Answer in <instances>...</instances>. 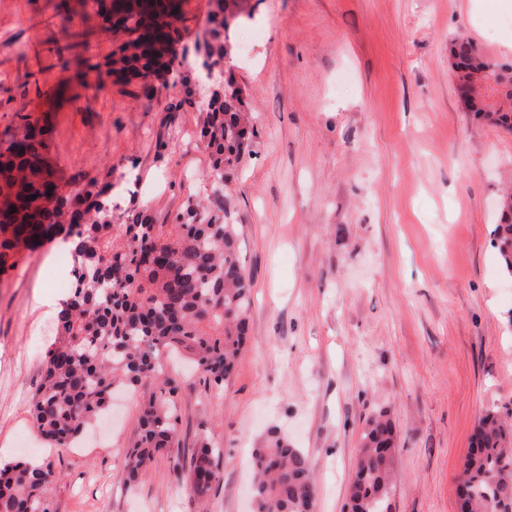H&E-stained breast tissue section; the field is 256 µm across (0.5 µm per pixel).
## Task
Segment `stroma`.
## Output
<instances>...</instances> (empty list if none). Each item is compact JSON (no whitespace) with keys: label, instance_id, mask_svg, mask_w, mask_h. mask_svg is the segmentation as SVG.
Instances as JSON below:
<instances>
[{"label":"stroma","instance_id":"1","mask_svg":"<svg viewBox=\"0 0 512 512\" xmlns=\"http://www.w3.org/2000/svg\"><path fill=\"white\" fill-rule=\"evenodd\" d=\"M0 0V134L18 110L48 121L70 189L110 176L112 221L173 223L211 166L196 70L76 79L107 63L94 9ZM224 61L255 118L254 153L224 190V221L252 281L250 335L223 389L178 376L180 444L124 473L141 400L117 395L82 447L47 451L31 414L57 308L55 244L0 277V463L26 456L61 480L53 512H252L250 451L270 432L310 459L314 512H346L367 421L397 432L391 512H458L477 419L512 413V287L500 273L498 197L512 133L468 112L451 43L512 62V0H231ZM212 0H181L178 50L204 45ZM221 451L206 496L187 484L201 441Z\"/></svg>","mask_w":512,"mask_h":512}]
</instances>
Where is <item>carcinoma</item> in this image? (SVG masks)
<instances>
[{
	"label": "carcinoma",
	"mask_w": 512,
	"mask_h": 512,
	"mask_svg": "<svg viewBox=\"0 0 512 512\" xmlns=\"http://www.w3.org/2000/svg\"><path fill=\"white\" fill-rule=\"evenodd\" d=\"M129 23L113 57L119 71L143 79L170 64L175 28L160 36L159 50L142 45L143 15H175L170 0H119ZM452 56L467 60L457 73L460 89L481 86L493 60L471 39L453 41ZM500 88L469 94V111L512 132V64L498 63ZM239 91L224 89L202 109L201 138L212 163L203 191L189 196L173 229L135 214L112 223V182L92 179L67 193L46 157L45 128L29 115L0 139V275L16 268L12 255L56 231L71 244L74 288L56 318V336L44 357L33 395L36 427L62 454L107 407L112 389L125 384L142 405L137 438L125 455L128 479L155 455L179 444L178 385L163 356L183 351L202 378L219 388L249 332L251 280L240 262L238 231L224 223V183L246 157L257 135L241 110ZM495 240L501 272L512 279V192L499 201ZM512 430L494 410L478 421L456 489L459 512H512ZM396 431L388 414L372 418L361 437L352 480L350 512H390ZM220 450L201 441L188 482L197 495L219 481ZM256 512H313L308 456L273 432L252 450ZM59 474L48 464H0V512H52L50 491Z\"/></svg>",
	"instance_id": "obj_1"
}]
</instances>
